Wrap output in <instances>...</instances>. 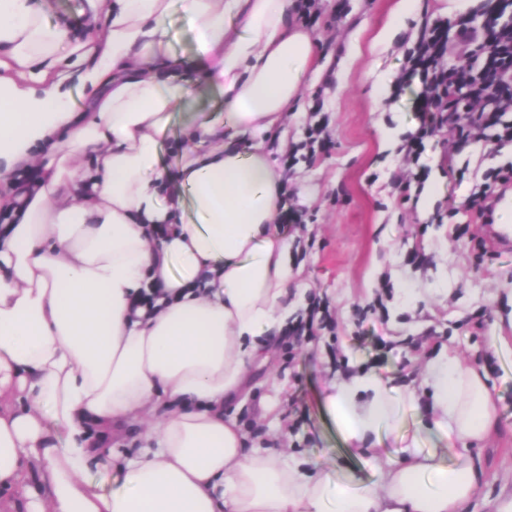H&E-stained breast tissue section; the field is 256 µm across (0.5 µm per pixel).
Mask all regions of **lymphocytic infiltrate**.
<instances>
[{
    "label": "lymphocytic infiltrate",
    "mask_w": 512,
    "mask_h": 512,
    "mask_svg": "<svg viewBox=\"0 0 512 512\" xmlns=\"http://www.w3.org/2000/svg\"><path fill=\"white\" fill-rule=\"evenodd\" d=\"M458 39L473 46L474 64H449L448 23L441 19L425 24L418 40L403 54L401 80L419 79L422 89L413 105L418 126L404 138L399 152L406 165L414 168L413 179L420 185L428 177L420 159L436 131L446 128L451 133L442 155L443 162L449 163L458 144L485 141L493 118L512 110V26H500L486 36L465 26ZM510 186L512 164L488 169L474 187L477 219L491 223L493 195ZM334 329L327 303L310 295L300 320L288 330L287 347L295 349L302 340L319 339L323 332Z\"/></svg>",
    "instance_id": "obj_1"
}]
</instances>
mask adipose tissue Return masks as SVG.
I'll list each match as a JSON object with an SVG mask.
<instances>
[{
	"instance_id": "adipose-tissue-1",
	"label": "adipose tissue",
	"mask_w": 512,
	"mask_h": 512,
	"mask_svg": "<svg viewBox=\"0 0 512 512\" xmlns=\"http://www.w3.org/2000/svg\"><path fill=\"white\" fill-rule=\"evenodd\" d=\"M176 3L197 35L184 64L166 49ZM296 8L81 0L88 26L69 40L43 0H0V512H464L478 459L373 446L399 418L377 375L326 398L374 487L328 486L225 414L247 362L279 341L296 286L266 144L321 58ZM213 90L222 119L198 114L181 167L166 169L172 113ZM160 224L170 233L153 238ZM428 376L443 437L468 447L497 431L477 371L447 352ZM129 438L132 454L101 446Z\"/></svg>"
}]
</instances>
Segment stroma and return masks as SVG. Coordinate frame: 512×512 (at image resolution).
Wrapping results in <instances>:
<instances>
[{"instance_id": "obj_1", "label": "stroma", "mask_w": 512, "mask_h": 512, "mask_svg": "<svg viewBox=\"0 0 512 512\" xmlns=\"http://www.w3.org/2000/svg\"><path fill=\"white\" fill-rule=\"evenodd\" d=\"M397 0H322L323 13L312 33L321 48V67L311 74L299 100L285 112L280 125L287 144L303 140L309 109L322 102L328 119L329 143L315 160L300 161L288 175L289 208L307 218L304 234L284 230L288 242L304 237L309 247L294 259V276L306 292L289 296L288 309L299 315L310 292L330 302L335 336H322L288 360L277 347L262 365L247 368V398L227 406L226 414L242 427L258 432L263 447L290 450L307 460L330 483L355 488L378 483L364 452L352 449L338 431L326 405V394L342 376L330 365L328 346L338 343L350 366L378 373L398 402L397 428H381L372 438L392 458L408 450L436 453L445 465L463 454L462 443L448 442L429 429L428 362L441 349L451 350L471 368L482 366L486 350H494L499 370L490 374L488 389L501 427L476 454L483 475L467 512H490L502 488L512 485V347L496 348L497 337L512 334V252L477 259L469 196L476 167L512 163V147L494 151L492 141L460 145L455 175L442 164V142L449 131L429 141L421 161L429 169L424 183L428 208L420 197L402 201L395 186L409 169L398 147L417 127L412 111L421 90L412 82L401 93L393 86L403 63L402 46L417 40L425 22L447 18L457 27L460 13H447L448 0H417L412 17L388 43L378 35L395 23ZM455 211V223L470 227L454 238L444 224L431 223L435 212ZM430 258L421 267L407 265L409 253ZM390 273L393 288L385 298L383 317L359 323L360 309L380 290L379 277ZM483 321L474 332V321ZM415 392L418 404L405 395ZM296 405L309 439L299 448L288 446V407Z\"/></svg>"}]
</instances>
